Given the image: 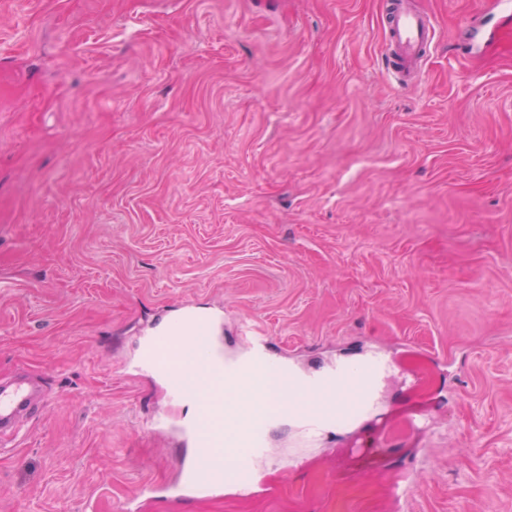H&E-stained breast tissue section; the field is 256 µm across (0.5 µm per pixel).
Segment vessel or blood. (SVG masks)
<instances>
[{
    "mask_svg": "<svg viewBox=\"0 0 512 512\" xmlns=\"http://www.w3.org/2000/svg\"><path fill=\"white\" fill-rule=\"evenodd\" d=\"M383 24L387 72L402 86L420 85L426 78L424 61L437 39L434 19L413 9L408 0H388ZM216 329V318L185 309L153 327L143 341L140 370L159 375L171 399L195 409L194 416L177 429L192 454L180 480L166 489L173 500L217 493L229 480L247 484L251 470L267 454L266 418L241 427L224 415L222 383L244 371L246 363L221 358L215 349ZM242 339L247 363L276 365L265 336L248 327ZM381 367V359L370 355L354 365L328 363L295 379L293 389L309 397L304 412L308 431L319 433L330 420H348L370 405ZM36 407L29 379L0 382L1 449L14 447ZM224 446L236 451L231 461L214 455L215 449Z\"/></svg>",
    "mask_w": 512,
    "mask_h": 512,
    "instance_id": "obj_1",
    "label": "vessel or blood"
}]
</instances>
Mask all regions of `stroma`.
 Masks as SVG:
<instances>
[{
	"mask_svg": "<svg viewBox=\"0 0 512 512\" xmlns=\"http://www.w3.org/2000/svg\"><path fill=\"white\" fill-rule=\"evenodd\" d=\"M0 0V378L49 405L0 512H512V0ZM192 305L287 366L384 351L368 413L269 430L251 490L170 501L186 416L137 368ZM387 1L382 53L386 70L401 86L416 87L426 78L422 63L436 43L435 21L431 15L413 9L407 0Z\"/></svg>",
	"mask_w": 512,
	"mask_h": 512,
	"instance_id": "35a3bbf8",
	"label": "stroma"
}]
</instances>
